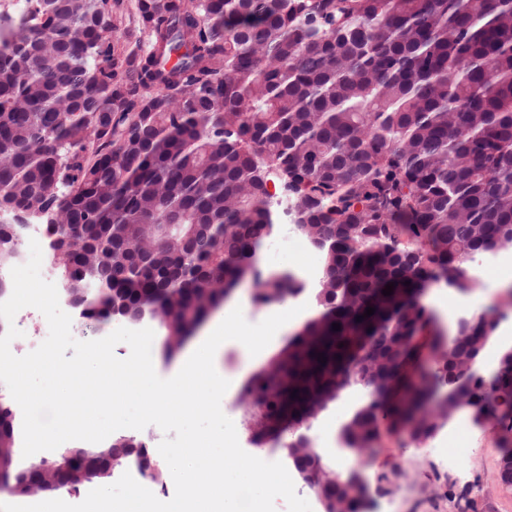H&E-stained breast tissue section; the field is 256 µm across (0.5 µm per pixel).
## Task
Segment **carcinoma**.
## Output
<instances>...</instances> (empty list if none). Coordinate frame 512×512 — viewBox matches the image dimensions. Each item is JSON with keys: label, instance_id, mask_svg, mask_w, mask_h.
Returning a JSON list of instances; mask_svg holds the SVG:
<instances>
[{"label": "carcinoma", "instance_id": "cac0c4a2", "mask_svg": "<svg viewBox=\"0 0 512 512\" xmlns=\"http://www.w3.org/2000/svg\"><path fill=\"white\" fill-rule=\"evenodd\" d=\"M27 2L0 55V197L72 240L56 266L93 318L115 300L164 308L172 358L246 279L260 304L309 293L320 315L242 399L273 421L250 442L277 445L326 510L343 494L350 512H370L360 468L338 472L304 439L345 395H364L337 435L350 459L446 427L416 422L420 411L512 404L509 350L488 379L455 373L463 355L480 362L496 310L458 319L473 349L417 300L432 284L470 291L475 259L512 249V0H136L149 36L137 49L116 34L123 0ZM271 170L325 240L304 283L257 278ZM18 246L0 229V268ZM54 465L42 493L159 477L134 437L68 448ZM71 467L83 473L74 487ZM0 468L24 472L1 399Z\"/></svg>", "mask_w": 512, "mask_h": 512}]
</instances>
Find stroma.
<instances>
[{"mask_svg": "<svg viewBox=\"0 0 512 512\" xmlns=\"http://www.w3.org/2000/svg\"><path fill=\"white\" fill-rule=\"evenodd\" d=\"M492 268L487 258L474 264L476 288L462 294L449 288H428L420 298L436 317L444 336H453L455 317L447 316L448 302L461 310H481L500 305L502 290L491 289ZM457 434L460 454L443 446L436 435L421 448L412 446L404 435H393L381 448L366 453L358 463L363 469L373 512H512V489L498 481L504 456L501 432L477 425L469 410L460 411L447 425Z\"/></svg>", "mask_w": 512, "mask_h": 512, "instance_id": "1", "label": "stroma"}]
</instances>
